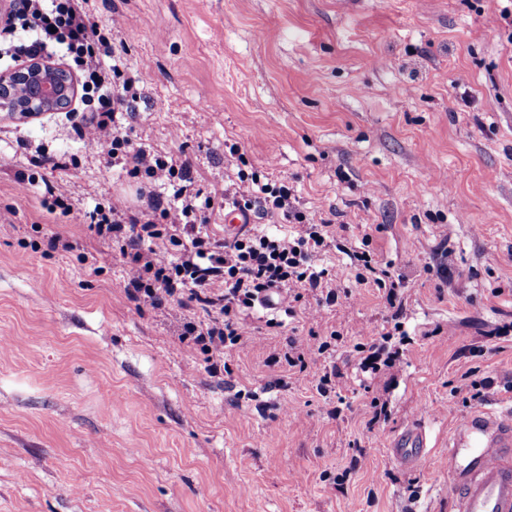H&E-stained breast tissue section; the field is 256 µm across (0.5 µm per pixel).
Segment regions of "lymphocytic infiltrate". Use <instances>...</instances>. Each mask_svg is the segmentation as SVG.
<instances>
[{"label":"lymphocytic infiltrate","instance_id":"lymphocytic-infiltrate-1","mask_svg":"<svg viewBox=\"0 0 512 512\" xmlns=\"http://www.w3.org/2000/svg\"><path fill=\"white\" fill-rule=\"evenodd\" d=\"M88 0H19L10 35L18 52L32 57L48 48L62 49L78 67L82 95L92 104L80 131L113 162L145 173L158 187L172 184L175 161L146 148H131L116 125L120 101L112 77L120 67L106 64L99 53L105 36L87 12ZM237 170L235 180L206 198L181 189L172 205L152 199L141 216L129 213L123 196L109 198L94 218V233L111 243L125 261L126 293L136 313L160 308L167 297L188 295L205 320L186 322L183 338L201 344L209 359L251 335L248 313L274 297L278 310L291 313L303 291L325 289L326 303L338 294L329 272L313 259L330 237V221L312 222L286 183H263L238 170L241 154L230 146L225 156ZM233 201L242 212L260 209L263 216L292 224V233L250 232L219 239L203 232L199 213Z\"/></svg>","mask_w":512,"mask_h":512}]
</instances>
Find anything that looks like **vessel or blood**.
I'll use <instances>...</instances> for the list:
<instances>
[{
    "label": "vessel or blood",
    "mask_w": 512,
    "mask_h": 512,
    "mask_svg": "<svg viewBox=\"0 0 512 512\" xmlns=\"http://www.w3.org/2000/svg\"><path fill=\"white\" fill-rule=\"evenodd\" d=\"M391 454L410 469L432 464L417 430L395 438ZM444 465L453 512H512V410H479L464 419Z\"/></svg>",
    "instance_id": "vessel-or-blood-1"
}]
</instances>
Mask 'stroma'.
I'll return each mask as SVG.
<instances>
[{"instance_id":"obj_1","label":"stroma","mask_w":512,"mask_h":512,"mask_svg":"<svg viewBox=\"0 0 512 512\" xmlns=\"http://www.w3.org/2000/svg\"><path fill=\"white\" fill-rule=\"evenodd\" d=\"M89 9L132 29L111 39L135 78L117 118L131 145L185 161L206 195L238 144L246 172L338 225L315 264L345 291L305 294L280 328L255 310L256 335L209 364L179 339L203 312L183 298L136 314L122 257L89 229L110 195L142 210L147 180L80 137L82 101L0 116V512H452L457 425L512 408V0ZM39 149L58 166H34ZM57 182L65 212L42 205ZM54 234L73 250H48ZM355 251L400 276V318L358 282ZM380 338L398 361L361 368ZM291 340L304 368L281 360ZM409 426L436 466L394 461Z\"/></svg>"}]
</instances>
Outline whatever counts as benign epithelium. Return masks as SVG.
<instances>
[{"mask_svg":"<svg viewBox=\"0 0 512 512\" xmlns=\"http://www.w3.org/2000/svg\"><path fill=\"white\" fill-rule=\"evenodd\" d=\"M76 93L73 71L47 57L27 60L0 73V112L15 116L69 111Z\"/></svg>","mask_w":512,"mask_h":512,"instance_id":"benign-epithelium-1","label":"benign epithelium"}]
</instances>
